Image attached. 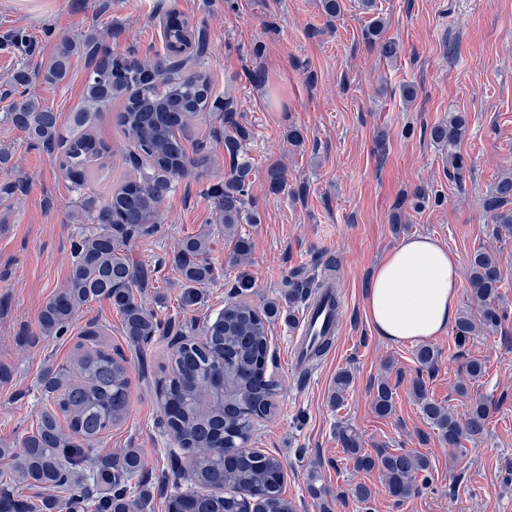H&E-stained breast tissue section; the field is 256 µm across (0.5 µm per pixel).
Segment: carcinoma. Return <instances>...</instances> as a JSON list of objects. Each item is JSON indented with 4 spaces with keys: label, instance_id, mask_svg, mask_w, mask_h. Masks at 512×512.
Segmentation results:
<instances>
[{
    "label": "carcinoma",
    "instance_id": "1",
    "mask_svg": "<svg viewBox=\"0 0 512 512\" xmlns=\"http://www.w3.org/2000/svg\"><path fill=\"white\" fill-rule=\"evenodd\" d=\"M164 53L144 64L133 53H114L93 38L79 45L59 46L44 66V79L51 84L66 81L70 58L81 50L89 62L83 105L71 114L67 140L60 139L57 115L33 98L16 100L6 119L24 132L35 145L48 152L64 146L60 165L78 176L84 187L106 166L109 147L92 133L101 108L122 99L117 124L135 150L134 172H125L112 182L104 197L86 195L72 213L85 228L73 243L72 268L68 288L53 296L39 316V338L62 336L84 304L107 299L121 314L123 333L139 346L158 335L162 322L134 295L133 288L149 284V272L136 266L124 252L125 243L136 236L149 235L158 224V199L173 188L174 181L188 176L204 163L187 155L183 140L191 121L206 112L224 113V155L229 172L224 184L212 191V199L222 215L224 234L236 240V262H244L251 245L238 234V225L256 224L257 215L245 209L250 186L251 165L246 160L248 133L234 119L233 101L213 93L207 74L195 69L202 56L206 35L189 19L176 24L159 22ZM465 122L449 115L429 131L431 140L442 146L455 144ZM484 211L495 224L497 238H512V173L496 179L481 200ZM209 236L201 233L184 238L174 256L185 284L182 304L196 303V286L214 281L219 272L208 261ZM500 253L480 247L472 255L467 273V293L480 306L479 316L459 313L454 326L458 341L465 342L478 330L496 331L508 320V312L495 306L504 280ZM315 277L303 272L288 280L284 299L288 307L305 303L315 292ZM252 282L241 273L233 283L224 310L201 337L180 336L171 347L167 364L165 401L180 406L176 418L166 421L168 431L189 460L191 479L197 490L190 498H171L175 512H243L240 493L260 497L263 512H296L283 496L282 486L273 480L282 473V463L268 453H250L224 468L223 458L203 452L211 447L218 431H226L227 448L248 441L256 426L269 420L276 409L281 383L266 372L271 325L279 318L280 301L272 300L258 310L248 299ZM419 370L430 371L438 361V351L421 345L415 351ZM216 369L224 370V392L210 401L198 396V384ZM351 383V373L336 374L329 394L333 407L343 405ZM42 397L55 409H44L35 431L14 448H0V457L10 460L8 474L0 475V512H145L152 493L139 449L128 448L119 457L101 456L92 443L112 427L121 424L130 404V377L127 359L100 346L79 345L71 365L48 366L40 378ZM413 394L422 415L441 440L456 448L467 440L478 443L486 431L490 404L470 405L465 418L458 419L444 405L429 397L422 377L413 381ZM373 409L380 416L394 411L393 389L382 380L376 386ZM67 420L62 429L59 416ZM346 459L358 470H378L388 494L402 502L419 492L431 480L428 457L411 452L370 454L362 448L356 431L336 428ZM44 490L33 504L18 493L17 486Z\"/></svg>",
    "mask_w": 512,
    "mask_h": 512
}]
</instances>
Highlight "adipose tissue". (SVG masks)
Segmentation results:
<instances>
[{
	"label": "adipose tissue",
	"mask_w": 512,
	"mask_h": 512,
	"mask_svg": "<svg viewBox=\"0 0 512 512\" xmlns=\"http://www.w3.org/2000/svg\"><path fill=\"white\" fill-rule=\"evenodd\" d=\"M458 288L456 255L432 237L413 235L376 266L365 312L386 341H425L454 324Z\"/></svg>",
	"instance_id": "adipose-tissue-1"
}]
</instances>
